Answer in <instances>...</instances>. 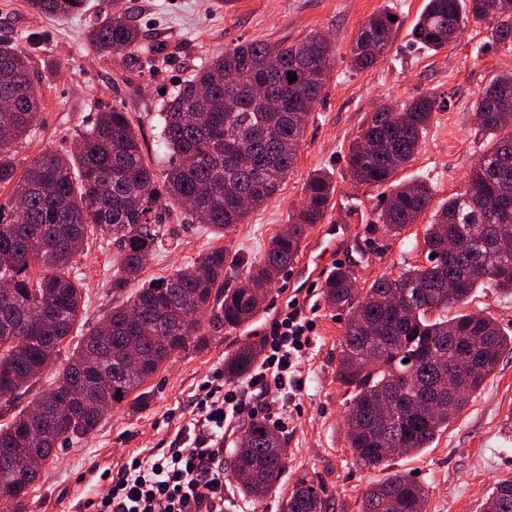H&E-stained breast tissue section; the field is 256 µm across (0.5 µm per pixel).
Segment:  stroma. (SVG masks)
Listing matches in <instances>:
<instances>
[{
	"instance_id": "stroma-1",
	"label": "stroma",
	"mask_w": 512,
	"mask_h": 512,
	"mask_svg": "<svg viewBox=\"0 0 512 512\" xmlns=\"http://www.w3.org/2000/svg\"><path fill=\"white\" fill-rule=\"evenodd\" d=\"M152 41L164 43L160 57H102L86 49L102 0H87L85 11L66 18L32 13L25 0H0V37L32 54L34 75L44 104L30 138L16 147L18 168L45 151L73 148L89 128L97 108L128 112L152 167L165 161L158 149L160 112L173 92L212 55L241 41L295 42L313 31L325 32L336 49V64L310 115L297 161L278 194L250 212L222 238L204 224L189 223L185 211H162L167 247L149 260L144 280L159 279L191 265L202 250L224 246L250 260L263 257L272 237L301 205L309 175L329 172L335 193L324 219L306 237L314 242L337 227L364 241L369 256L354 270L358 287L400 267L425 261L416 240L430 214L397 237L377 221L383 187L353 181L346 167L348 148L375 107L405 103L418 94L436 95L434 112L414 161L394 174V182L425 181L432 189L431 208L464 189L475 163L492 140L482 131L472 103L497 74L512 72V51L493 44L491 31L468 26L447 49L434 53L414 42L412 28L425 0H122ZM396 14L400 27L390 50L371 67L350 66V48L362 25L380 10ZM115 249L101 236L88 240L77 261L85 290L83 319L73 330L62 357H69L88 326L121 302L110 287ZM297 296L316 314L315 336L300 365L302 391L283 398L288 427L287 468L275 493L260 503L244 499L232 484L224 486V512H282V501L301 476H309L332 499L336 512H358L361 490L391 472H406L429 485L427 512H484L495 482L512 477V352L464 410L451 420L431 448L397 455L389 468L360 467L347 444L346 389L336 379L339 341L345 317L330 308L322 283L300 291L280 275L266 308L248 330L211 337L208 346L172 357L146 385L145 401L112 408L94 434L70 444L43 464L22 504L24 512H66L85 490H100L98 470L119 469L135 455L162 457L177 447V432L189 419L199 386L223 370L224 355L246 335L264 336L272 318Z\"/></svg>"
}]
</instances>
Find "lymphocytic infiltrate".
Wrapping results in <instances>:
<instances>
[{"label": "lymphocytic infiltrate", "instance_id": "f902f5d3", "mask_svg": "<svg viewBox=\"0 0 512 512\" xmlns=\"http://www.w3.org/2000/svg\"><path fill=\"white\" fill-rule=\"evenodd\" d=\"M316 324L291 303L264 337L265 355L252 380L228 388L223 374L202 383L180 446L161 458H128L106 491L86 500L84 512H224V430L241 414L272 411V394L299 391V362Z\"/></svg>", "mask_w": 512, "mask_h": 512}]
</instances>
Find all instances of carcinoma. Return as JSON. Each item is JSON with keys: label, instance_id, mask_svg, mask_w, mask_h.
Listing matches in <instances>:
<instances>
[{"label": "carcinoma", "instance_id": "obj_1", "mask_svg": "<svg viewBox=\"0 0 512 512\" xmlns=\"http://www.w3.org/2000/svg\"><path fill=\"white\" fill-rule=\"evenodd\" d=\"M86 0H26L47 16L83 10ZM485 24L492 39L512 49V0H427L413 37L439 52L471 24ZM399 25L386 9L359 30L350 64L363 70L391 47ZM98 55L132 57L150 50L142 28L127 13L105 11L88 35ZM328 37L313 32L296 43L252 40L224 48L205 62L165 101L161 142L168 164L158 172L124 110L96 113L79 134L76 150L45 151L22 172L16 144L36 126L43 90L34 82L31 56L0 40V186L11 187L0 203V403L10 404L61 352L85 305L72 278L92 230L110 238L119 263L112 292L121 295L139 279L162 245L155 214L164 204L187 210L194 224L219 237L253 209L273 199L293 168L310 114L335 65ZM297 80L291 82L288 76ZM440 103L421 94L393 109L378 106L352 142L347 168L358 183L389 185L379 221L397 236L428 208L432 190L421 180L391 184L421 147ZM479 126L494 140L466 187L433 213L420 247L426 263L398 274L384 273L360 292L354 272L336 269L325 282L329 305L348 310L336 364L338 381L350 391L346 416L349 448L367 469L387 465L383 449L406 453L430 447L491 375L512 334L494 319L448 312L468 303L479 288L512 295V73L492 79L474 101ZM335 192L330 174L317 170L305 186V201L265 255L243 268L246 288L224 284V270L238 265L223 247L203 251L190 266L143 286L89 328L47 392L52 412L45 420L27 408L0 427V512H21L43 462L68 442L92 434L104 413L141 388L172 356L203 347L214 333L249 327L264 309L277 276L296 261L309 229L320 223ZM466 245L448 254V236ZM460 288L448 299V281ZM138 355L134 372L128 352ZM262 353L251 337L224 355V377L248 376ZM471 362L473 374L455 368ZM454 403L433 413L432 398ZM280 435L266 422L251 421L224 458V477L261 501L277 489L287 467ZM429 487L404 472L368 483L359 512H426ZM488 512H512V478L495 483ZM283 512H334L313 481L292 487Z\"/></svg>", "mask_w": 512, "mask_h": 512}]
</instances>
